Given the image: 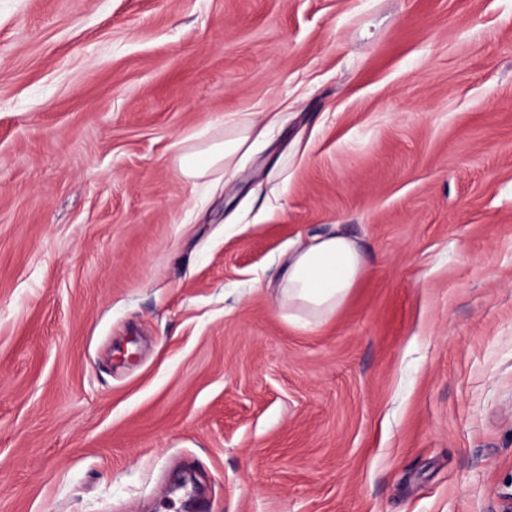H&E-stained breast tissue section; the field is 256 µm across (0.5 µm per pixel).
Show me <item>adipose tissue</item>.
Wrapping results in <instances>:
<instances>
[{
	"instance_id": "ef3b65f1",
	"label": "adipose tissue",
	"mask_w": 512,
	"mask_h": 512,
	"mask_svg": "<svg viewBox=\"0 0 512 512\" xmlns=\"http://www.w3.org/2000/svg\"><path fill=\"white\" fill-rule=\"evenodd\" d=\"M250 136L243 133L183 154L184 175L199 177L210 169L248 153ZM364 271L363 254L340 230L314 236L290 252L283 263L278 293L283 305L303 311V328L314 329L345 304Z\"/></svg>"
}]
</instances>
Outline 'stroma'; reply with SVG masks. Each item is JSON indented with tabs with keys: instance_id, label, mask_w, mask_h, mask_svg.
Returning <instances> with one entry per match:
<instances>
[{
	"instance_id": "35a3bbf8",
	"label": "stroma",
	"mask_w": 512,
	"mask_h": 512,
	"mask_svg": "<svg viewBox=\"0 0 512 512\" xmlns=\"http://www.w3.org/2000/svg\"><path fill=\"white\" fill-rule=\"evenodd\" d=\"M187 507L512 512V0H0V512ZM250 127L247 126L243 134L213 143L200 149L183 154L180 160V169L184 175L199 177L210 169L224 163L231 162L238 154H247L252 145H248ZM363 271L360 248L335 227L288 253L277 289L284 306L306 314L297 323L312 330L345 304Z\"/></svg>"
}]
</instances>
